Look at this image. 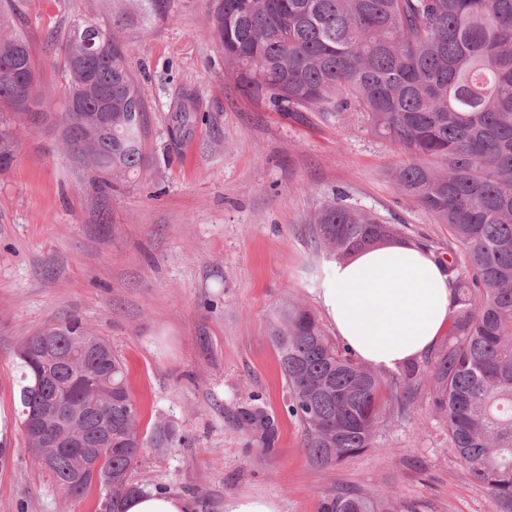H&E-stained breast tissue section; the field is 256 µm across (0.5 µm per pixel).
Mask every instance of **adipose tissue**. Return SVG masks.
<instances>
[{
  "label": "adipose tissue",
  "instance_id": "adipose-tissue-1",
  "mask_svg": "<svg viewBox=\"0 0 512 512\" xmlns=\"http://www.w3.org/2000/svg\"><path fill=\"white\" fill-rule=\"evenodd\" d=\"M454 286L433 252L391 240L329 263L318 303L342 346L383 374L429 355L448 330ZM124 512H195L191 499L150 488Z\"/></svg>",
  "mask_w": 512,
  "mask_h": 512
}]
</instances>
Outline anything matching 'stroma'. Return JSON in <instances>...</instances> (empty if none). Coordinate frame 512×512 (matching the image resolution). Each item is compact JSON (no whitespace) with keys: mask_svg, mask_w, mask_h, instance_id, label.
<instances>
[{"mask_svg":"<svg viewBox=\"0 0 512 512\" xmlns=\"http://www.w3.org/2000/svg\"><path fill=\"white\" fill-rule=\"evenodd\" d=\"M47 122L18 138L0 172V512H95L96 492L67 495L25 448L17 408V352L50 323L79 316L120 354L149 432L160 420L187 440L143 448L132 478L190 497L196 512H224L234 494H260L280 512H318L351 489L390 500L393 512H495L448 442L429 385L394 413L376 445L323 468L305 453V429L286 412V388L268 335L276 308L322 310L310 267H325L308 217L334 194L404 225L439 247L446 225L391 179L401 154L362 113L278 111L245 94L224 54L203 35L201 0L131 34L129 62L149 116L140 175L102 191L61 145L64 82L56 35L101 18L96 0H21ZM192 101L189 132L173 121ZM261 393L280 421L276 455L246 453L232 407Z\"/></svg>","mask_w":512,"mask_h":512,"instance_id":"35a3bbf8","label":"stroma"}]
</instances>
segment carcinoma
Here are the masks:
<instances>
[{"instance_id":"carcinoma-1","label":"carcinoma","mask_w":512,"mask_h":512,"mask_svg":"<svg viewBox=\"0 0 512 512\" xmlns=\"http://www.w3.org/2000/svg\"><path fill=\"white\" fill-rule=\"evenodd\" d=\"M107 20H76L60 44L65 91L60 123L65 150L108 188L141 171L147 111L128 62L127 33L172 20L181 0H101ZM205 34L224 50L227 71L279 109L322 112L340 103L366 115L371 131L407 155L392 180L467 247L430 246L455 287L448 339L429 366L412 363L390 382L415 394L432 386L448 439L471 476L512 512V0H203ZM17 0H0V171L14 159L18 126L44 114L37 66L18 25ZM95 41L96 93L68 107L88 79L77 62ZM175 120H195L191 102ZM313 234L332 259L389 239L395 224L335 197L314 213ZM23 344L17 362L19 406L37 404L67 385L70 360L100 378L98 395H73L85 430L112 433V452L56 448L46 470L73 497L98 492L96 512H123L143 487L131 472L145 445L140 409L124 360L112 345L71 316ZM287 387L286 411L306 428L305 450L320 466L337 465L373 447L386 419L384 382L339 349L314 314L288 301L269 327ZM233 421L247 448L278 451L279 418L262 395L238 405ZM176 430L158 425L157 448ZM101 463L97 482L77 480L82 463ZM319 512H388L386 504L339 489Z\"/></svg>"}]
</instances>
